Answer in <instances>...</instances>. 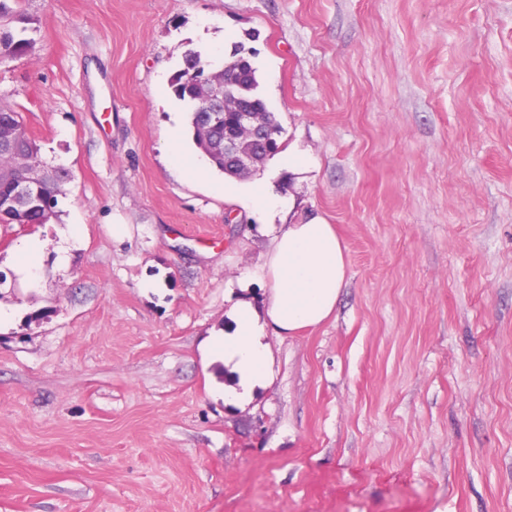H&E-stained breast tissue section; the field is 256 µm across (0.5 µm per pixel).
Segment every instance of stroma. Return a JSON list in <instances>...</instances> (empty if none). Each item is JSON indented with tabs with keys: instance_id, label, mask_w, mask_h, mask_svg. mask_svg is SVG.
<instances>
[{
	"instance_id": "35a3bbf8",
	"label": "stroma",
	"mask_w": 512,
	"mask_h": 512,
	"mask_svg": "<svg viewBox=\"0 0 512 512\" xmlns=\"http://www.w3.org/2000/svg\"><path fill=\"white\" fill-rule=\"evenodd\" d=\"M0 102L72 179L0 224V512H512V0H26ZM251 49L254 179L334 224L349 283L224 405L207 336L284 224L167 151L186 51ZM41 241L36 276L16 244Z\"/></svg>"
}]
</instances>
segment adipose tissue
<instances>
[{
  "label": "adipose tissue",
  "mask_w": 512,
  "mask_h": 512,
  "mask_svg": "<svg viewBox=\"0 0 512 512\" xmlns=\"http://www.w3.org/2000/svg\"><path fill=\"white\" fill-rule=\"evenodd\" d=\"M247 199L258 211L291 209L286 224H265L271 247L262 264L243 276L241 289L259 282L266 300L239 298L228 311L231 325L206 340L207 352L224 365L226 406L243 409L267 388L274 375L269 337H287L315 328L336 310L347 283L345 246L319 215L296 213V201L272 193L265 181L250 184Z\"/></svg>",
  "instance_id": "ef3b65f1"
}]
</instances>
